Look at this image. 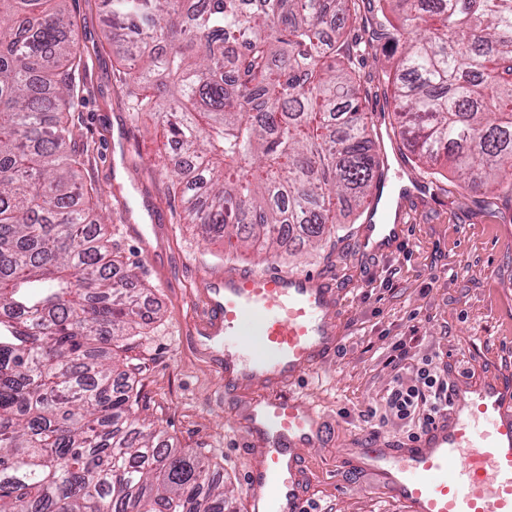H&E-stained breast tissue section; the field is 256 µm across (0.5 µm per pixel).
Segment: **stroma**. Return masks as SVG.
Instances as JSON below:
<instances>
[{
    "instance_id": "35a3bbf8",
    "label": "stroma",
    "mask_w": 512,
    "mask_h": 512,
    "mask_svg": "<svg viewBox=\"0 0 512 512\" xmlns=\"http://www.w3.org/2000/svg\"><path fill=\"white\" fill-rule=\"evenodd\" d=\"M69 10L84 48L71 127L85 149V179L98 191L100 213L112 219V240L142 303L157 312L122 355L138 394L136 415L175 446L216 464L229 512H246L253 458L238 410L256 393L225 394L220 374L195 345L189 332L201 310L195 273L276 267L330 277L342 304V339L303 384L322 431L320 445L304 451L310 482L303 506L308 512H403L368 476L340 466L337 456L357 436L405 440V427L367 412L383 407L395 376L411 379L423 356L433 357L452 384L464 374L512 370V210L488 213L451 177L408 199V229L393 250L363 251L360 223L343 214L318 240L295 237L277 249L227 255L223 241L207 239L200 226L182 219L166 175L167 133L133 108L130 66L116 53L101 0H70ZM384 60L379 50L358 66L369 92L365 109L376 150L393 177L406 181L415 169L378 79ZM129 223L151 225L147 244L127 233ZM398 342L409 353L399 370L391 361Z\"/></svg>"
}]
</instances>
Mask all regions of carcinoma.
<instances>
[{
    "mask_svg": "<svg viewBox=\"0 0 512 512\" xmlns=\"http://www.w3.org/2000/svg\"><path fill=\"white\" fill-rule=\"evenodd\" d=\"M69 0H0V512H226L218 469L134 416L114 362L150 316L68 125ZM382 77L418 168L512 204V0H373ZM169 114L184 220L271 247L366 208L381 167L347 32L356 0H103ZM436 19L429 26L428 19Z\"/></svg>",
    "mask_w": 512,
    "mask_h": 512,
    "instance_id": "1",
    "label": "carcinoma"
}]
</instances>
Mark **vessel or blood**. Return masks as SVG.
I'll return each mask as SVG.
<instances>
[{
  "label": "vessel or blood",
  "instance_id": "b4317fda",
  "mask_svg": "<svg viewBox=\"0 0 512 512\" xmlns=\"http://www.w3.org/2000/svg\"><path fill=\"white\" fill-rule=\"evenodd\" d=\"M399 224H369L363 249H390ZM193 333L224 388L268 390L240 415L256 461L249 512H300L303 451L320 443L318 416L298 389L340 344L339 293L326 276L233 268L199 274ZM368 475L404 512H512V374L460 377L448 412L413 442L356 438L340 459Z\"/></svg>",
  "mask_w": 512,
  "mask_h": 512
}]
</instances>
